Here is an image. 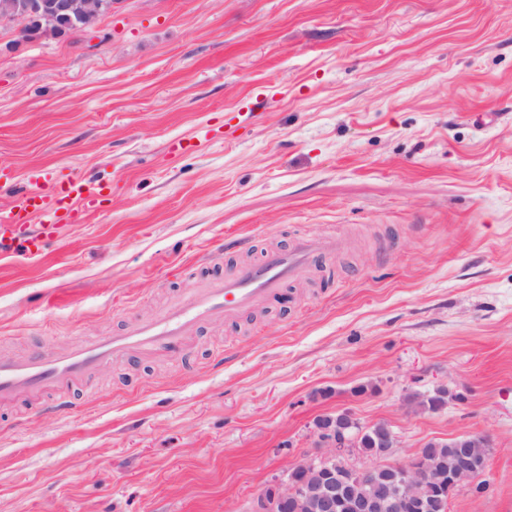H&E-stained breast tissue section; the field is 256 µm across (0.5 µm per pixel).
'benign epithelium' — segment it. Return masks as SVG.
<instances>
[{
    "instance_id": "obj_1",
    "label": "benign epithelium",
    "mask_w": 512,
    "mask_h": 512,
    "mask_svg": "<svg viewBox=\"0 0 512 512\" xmlns=\"http://www.w3.org/2000/svg\"><path fill=\"white\" fill-rule=\"evenodd\" d=\"M37 24L68 18L80 31L93 26L112 8L105 0H49L26 5ZM317 447L323 456L296 462L285 481L271 485L257 500L252 512H275L287 502L292 512H432L448 502V494L485 475L490 438L480 433L454 437L449 452L457 459L443 470L431 443L419 448L403 465L386 468L384 461L400 448L397 432L386 422L366 430L377 437L378 447L362 454L372 461L364 469L351 466L347 457L356 452L355 435L346 429L314 420Z\"/></svg>"
}]
</instances>
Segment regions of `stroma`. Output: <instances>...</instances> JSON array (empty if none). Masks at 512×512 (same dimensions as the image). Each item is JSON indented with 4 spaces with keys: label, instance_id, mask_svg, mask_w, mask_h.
Segmentation results:
<instances>
[{
    "label": "stroma",
    "instance_id": "1",
    "mask_svg": "<svg viewBox=\"0 0 512 512\" xmlns=\"http://www.w3.org/2000/svg\"><path fill=\"white\" fill-rule=\"evenodd\" d=\"M184 149L171 151L172 141ZM110 188L0 261V356L158 317L301 237L335 256L262 312L0 405V512H252L313 422L386 421L404 464L490 435L512 512V0H112L82 33L0 26V209L31 170ZM443 409L420 404L437 386Z\"/></svg>",
    "mask_w": 512,
    "mask_h": 512
}]
</instances>
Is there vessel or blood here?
Wrapping results in <instances>:
<instances>
[{
	"label": "vessel or blood",
	"instance_id": "vessel-or-blood-1",
	"mask_svg": "<svg viewBox=\"0 0 512 512\" xmlns=\"http://www.w3.org/2000/svg\"><path fill=\"white\" fill-rule=\"evenodd\" d=\"M105 190V185L83 178L52 182L29 175L16 204L0 211V256L20 246L30 255H40L44 241L57 238L64 226L82 223ZM335 249L333 240L302 238L290 249L268 251L261 261L240 265L231 276L210 281L207 288L177 301L157 320L85 340L53 355L0 357V401L67 388L133 352L179 350L203 323L223 315L234 317L270 301L286 282L303 276Z\"/></svg>",
	"mask_w": 512,
	"mask_h": 512
}]
</instances>
